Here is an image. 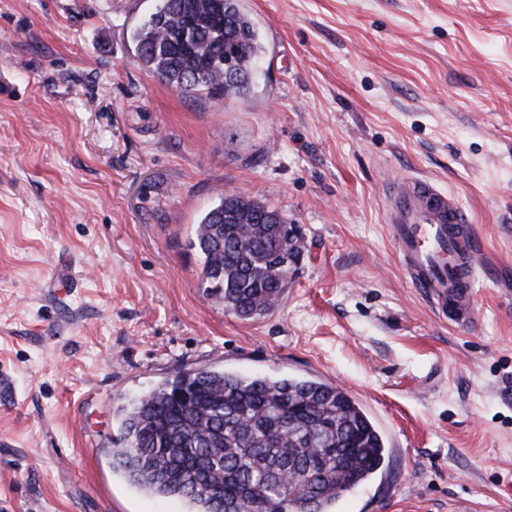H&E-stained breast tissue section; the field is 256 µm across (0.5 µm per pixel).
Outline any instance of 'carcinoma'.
Returning <instances> with one entry per match:
<instances>
[{
	"label": "carcinoma",
	"instance_id": "1",
	"mask_svg": "<svg viewBox=\"0 0 512 512\" xmlns=\"http://www.w3.org/2000/svg\"><path fill=\"white\" fill-rule=\"evenodd\" d=\"M138 59L182 95L250 93L263 45L240 0H156L133 31ZM208 298L252 319L272 311L301 256L294 225L255 196L226 192L190 242ZM389 448L341 387L295 377L180 371L133 402L112 465L191 512H333L383 472Z\"/></svg>",
	"mask_w": 512,
	"mask_h": 512
}]
</instances>
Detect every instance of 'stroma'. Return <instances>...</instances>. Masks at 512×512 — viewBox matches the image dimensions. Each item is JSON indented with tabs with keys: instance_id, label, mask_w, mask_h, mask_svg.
I'll return each instance as SVG.
<instances>
[{
	"instance_id": "1",
	"label": "stroma",
	"mask_w": 512,
	"mask_h": 512,
	"mask_svg": "<svg viewBox=\"0 0 512 512\" xmlns=\"http://www.w3.org/2000/svg\"><path fill=\"white\" fill-rule=\"evenodd\" d=\"M249 96L174 92L132 34L154 0H0V512H189L112 467L119 408L178 371L352 394L388 467L338 512H512V0H241ZM452 193L482 251L439 317L385 221ZM229 190L295 224L280 304L206 298L190 242Z\"/></svg>"
}]
</instances>
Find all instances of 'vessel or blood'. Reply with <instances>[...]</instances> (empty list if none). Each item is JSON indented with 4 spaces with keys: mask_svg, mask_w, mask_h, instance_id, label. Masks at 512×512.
<instances>
[{
    "mask_svg": "<svg viewBox=\"0 0 512 512\" xmlns=\"http://www.w3.org/2000/svg\"><path fill=\"white\" fill-rule=\"evenodd\" d=\"M388 221L414 286L442 316L470 323L481 262L474 230L455 196L428 183L404 182Z\"/></svg>",
    "mask_w": 512,
    "mask_h": 512,
    "instance_id": "obj_1",
    "label": "vessel or blood"
}]
</instances>
